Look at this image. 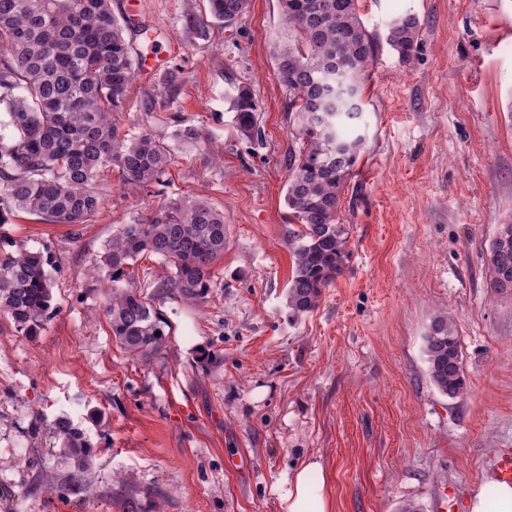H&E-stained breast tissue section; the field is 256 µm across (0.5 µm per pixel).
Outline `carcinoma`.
Returning <instances> with one entry per match:
<instances>
[{"label": "carcinoma", "instance_id": "cac0c4a2", "mask_svg": "<svg viewBox=\"0 0 512 512\" xmlns=\"http://www.w3.org/2000/svg\"><path fill=\"white\" fill-rule=\"evenodd\" d=\"M358 0H279L293 37L277 46L275 73L288 92L292 127L285 203L292 274L286 304L299 318L314 310L322 289L340 276L349 258L337 210L342 189L360 158L363 100L341 105L325 84L341 71L363 90L377 45L357 9ZM250 0H209L211 23L231 28ZM421 22L414 14L396 18L386 43L408 65ZM136 68L124 25L111 0H0V105L15 131L0 139V222L23 211L54 224H88L101 193L97 172L121 169L126 182L163 183L170 145L150 132L120 136ZM237 132L262 138L259 105L251 85L240 82L226 96ZM300 228L295 229L293 225ZM224 212L206 201L182 197L159 204L142 223L120 224L103 254L90 260L93 276L112 282L106 313L112 339L131 357L151 362L169 344L171 325L157 308L164 299L197 301L213 287V268L224 256ZM151 256L169 274L137 281L138 261ZM51 261L23 249L0 251V315L17 333L35 336L53 313ZM490 288L512 292V224L500 225L486 256ZM429 377L454 398L467 389L459 342L445 319L426 336ZM52 432L62 453L80 469L90 457L85 432L67 416Z\"/></svg>", "mask_w": 512, "mask_h": 512}]
</instances>
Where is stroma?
<instances>
[{"label":"stroma","instance_id":"1","mask_svg":"<svg viewBox=\"0 0 512 512\" xmlns=\"http://www.w3.org/2000/svg\"><path fill=\"white\" fill-rule=\"evenodd\" d=\"M112 12L134 49L173 47L153 76L138 74L119 118L127 136L168 138L172 162L148 189L103 168L91 223L16 212L0 224L14 248L50 253L55 280L40 335L0 317V443L20 447L0 458L10 512H283L289 476L310 459L331 512H436L444 490L470 507L486 463L512 448V295L492 292L485 265L512 222V0H359L378 51L363 81L364 151L338 210L349 259L296 320L278 0H251L233 29L202 35L189 22L208 18V0H112ZM407 13L422 23L409 65L386 43ZM240 82L259 100L262 142L235 129L225 97ZM185 129L198 141L177 139ZM183 196L223 210L224 257L205 298L161 302L170 343L144 365L113 341L89 261L116 225ZM440 317L467 376L456 398L428 376L425 337ZM62 415L95 444L79 495L59 491L73 463L37 428Z\"/></svg>","mask_w":512,"mask_h":512}]
</instances>
